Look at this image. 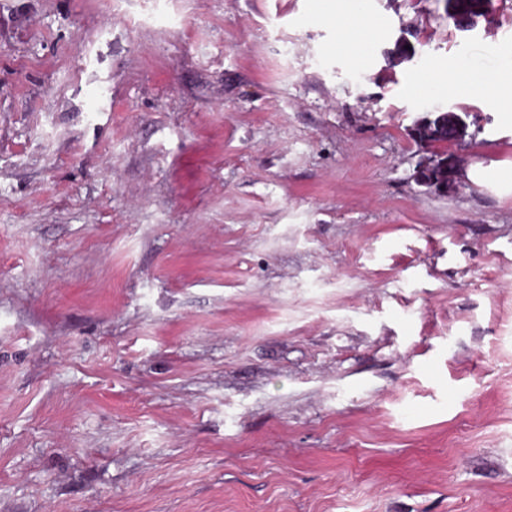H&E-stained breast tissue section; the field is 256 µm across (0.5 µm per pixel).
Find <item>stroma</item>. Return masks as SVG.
I'll use <instances>...</instances> for the list:
<instances>
[{
	"mask_svg": "<svg viewBox=\"0 0 512 512\" xmlns=\"http://www.w3.org/2000/svg\"><path fill=\"white\" fill-rule=\"evenodd\" d=\"M448 11L0 0V512H512V115L413 89L512 0ZM454 118L448 112L439 113L427 125L417 130L419 139L427 142L429 146L437 147L447 143L457 132Z\"/></svg>",
	"mask_w": 512,
	"mask_h": 512,
	"instance_id": "obj_1",
	"label": "stroma"
}]
</instances>
